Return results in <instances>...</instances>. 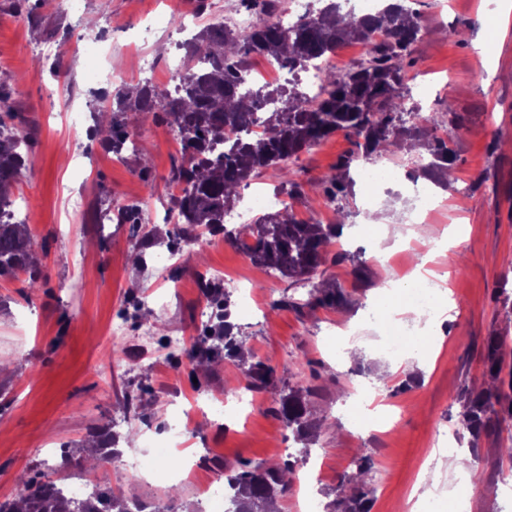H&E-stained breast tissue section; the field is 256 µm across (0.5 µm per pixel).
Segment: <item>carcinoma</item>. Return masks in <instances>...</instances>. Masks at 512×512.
I'll use <instances>...</instances> for the list:
<instances>
[{
	"mask_svg": "<svg viewBox=\"0 0 512 512\" xmlns=\"http://www.w3.org/2000/svg\"><path fill=\"white\" fill-rule=\"evenodd\" d=\"M320 7L296 25L283 28L273 22L275 0H240V7L256 16L252 30L242 34L223 23L193 36L187 47L185 71L176 74L174 93L160 91L150 81L118 90L113 98L112 122L107 141L121 150L129 136L124 115L137 112L147 119L164 114L183 145L184 160L172 180L183 185L174 198L171 215L178 235L189 240L195 228L205 226L213 235L240 246L254 263L296 282L310 283L311 299L322 306H339L346 300L342 289L321 279L327 261L345 259L329 247L340 235L341 224H310L283 206L259 215L242 228L224 224L238 189L258 169L274 167L283 180L276 193L296 198L302 185L293 179V163L299 154L330 135L343 131L355 140L357 157L372 159L382 145L419 142L428 132L429 118L407 105L401 92L406 68L415 60L421 25L406 0H394L378 15L357 16L344 9V0H317ZM348 42L366 48V58L343 74L321 71L320 91L314 96L288 82L263 90L246 88L243 59L251 54L281 64L289 71L307 70L325 61ZM258 123L260 133L250 126ZM434 161L423 167L429 179L448 187L445 172L451 152L443 140L428 143ZM25 138L0 118V279L27 275L28 288L39 287L41 272L36 253L43 248L26 224L12 220L11 188L26 165ZM352 159L342 161L336 173L324 177L326 196L334 201L349 192ZM246 340L224 322V356L243 352ZM506 341L488 337L484 376L491 383L466 389L463 422L474 437L496 431L512 421V367L502 377ZM248 387H276L273 367L258 360L244 369ZM314 390L302 384L288 389L276 403V412L303 447L323 424L311 397ZM117 436L105 438L96 449L98 460L109 462L118 454ZM296 461L280 466H244L224 476L231 492L230 512H266V506L288 493L289 475ZM371 461L363 457L357 472L347 477L352 492L333 504V512H371L374 489L366 481ZM19 498L0 502V512H131L144 504L136 497L117 495L108 487L93 497L74 501L60 496L54 473L40 469L20 477Z\"/></svg>",
	"mask_w": 512,
	"mask_h": 512,
	"instance_id": "1",
	"label": "carcinoma"
}]
</instances>
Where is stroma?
I'll list each match as a JSON object with an SVG mask.
<instances>
[{"label":"stroma","instance_id":"1","mask_svg":"<svg viewBox=\"0 0 512 512\" xmlns=\"http://www.w3.org/2000/svg\"><path fill=\"white\" fill-rule=\"evenodd\" d=\"M220 3L229 11L239 6V0H83L80 15L72 16L54 0H37L31 9L23 0H0V73L13 77L0 96L11 112L7 126L25 136L28 151L13 193L27 200L29 230L44 245L41 288L29 289L22 275L0 279V359L12 365L0 372V500L16 498L19 476L65 446L74 452L73 475L92 469L98 483L114 491L170 512H195L197 484L245 464H278L285 448L299 460L293 489H305L308 467L320 470L314 494L323 508L366 457L372 512H397L416 492L443 505L464 499L466 512H512V459L503 453L512 445V424L473 438L457 400L483 377L488 336H504L512 348V322L495 298L496 289H512V149L500 139L512 132V80L502 78L512 73V15L500 13L498 0H409L422 39L405 87L411 104L435 118L431 133L447 142L455 172L444 191L447 206L417 227L418 250L401 253L398 243L408 237L422 191L434 187L420 170L429 154L384 157L396 181L372 196L353 182L333 203L322 179L355 152L352 140L338 132L301 153L295 169L303 194L289 201L297 218L343 223L332 249L347 258L327 264L326 275L349 302L325 307L307 305L306 289L290 280L247 267L244 252L223 237L181 250L169 241L173 199L163 186L182 151L166 121L140 125L136 153L112 155L102 143L98 114L111 111L117 87L87 81L90 44L109 39L112 66L126 71L129 84L139 82L144 56L162 81L172 41L210 27ZM174 14L181 28L170 25ZM69 97L99 107L77 129L62 116ZM379 203L387 206L389 222L376 228L366 217ZM117 204L136 206L152 220L139 227L104 223ZM453 225L462 239L457 252L434 255L436 239ZM153 227L161 233L157 244L139 250L140 231ZM168 253L170 266L155 264ZM420 262L449 272L456 316L430 329L439 351L419 342L394 358L384 349V327L369 322L367 310L386 286L401 281L404 269ZM213 268L252 283L258 303L215 298L214 307L229 305L230 318L201 329L195 323L203 300L199 280ZM117 316L133 329L145 321L156 325L158 338L127 340L119 357L109 359L108 331ZM228 321L245 336L247 354L274 367L278 387L252 391L253 410L240 424L224 427L195 413L202 423L192 439L201 465L195 482L170 488L133 482L116 460L89 467L78 450L92 434L123 421L122 455L144 452L145 432L178 420L192 396L244 383L241 366L230 359L206 368L184 354L149 360L166 335L209 340ZM347 327L357 329L363 344L356 362L341 356ZM300 383L315 388L316 410L328 412L306 451L273 410L278 390ZM439 429L462 455L477 452L474 488L449 473L443 445L433 442Z\"/></svg>","mask_w":512,"mask_h":512}]
</instances>
